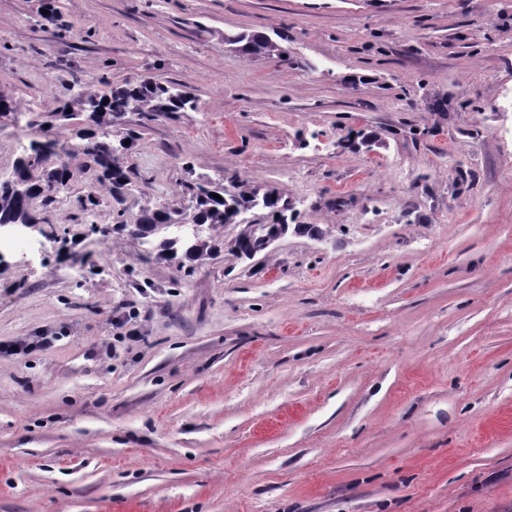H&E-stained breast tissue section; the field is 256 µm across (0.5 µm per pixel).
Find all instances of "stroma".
Masks as SVG:
<instances>
[{"mask_svg": "<svg viewBox=\"0 0 512 512\" xmlns=\"http://www.w3.org/2000/svg\"><path fill=\"white\" fill-rule=\"evenodd\" d=\"M41 5L0 0L23 111L196 99L119 120L128 221L237 178L320 233L162 261L73 158L0 276V512H512V0ZM44 137L0 122V175ZM230 40L233 44H241L239 50L251 58L269 57L280 50L269 37L261 34H239Z\"/></svg>", "mask_w": 512, "mask_h": 512, "instance_id": "1", "label": "stroma"}]
</instances>
